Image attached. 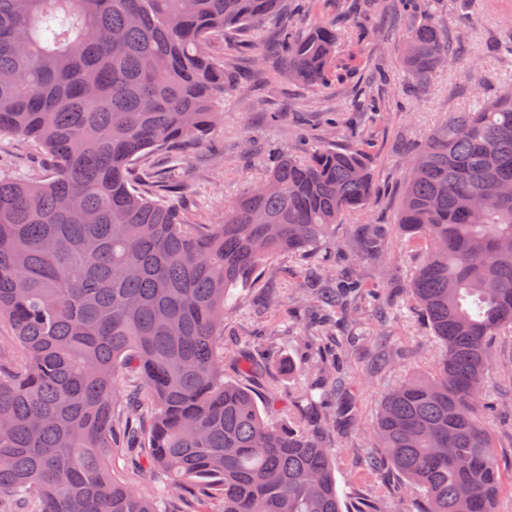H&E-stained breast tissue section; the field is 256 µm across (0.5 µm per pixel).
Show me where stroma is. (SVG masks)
I'll return each mask as SVG.
<instances>
[{
  "mask_svg": "<svg viewBox=\"0 0 512 512\" xmlns=\"http://www.w3.org/2000/svg\"><path fill=\"white\" fill-rule=\"evenodd\" d=\"M296 31L315 20L336 24L339 41L328 81L312 90L280 71L254 73L252 58L278 56V25L218 35L210 56L229 73L230 90L220 104L223 120L197 145L179 153H150L142 166L164 177L189 223L209 224L274 167L281 150L346 149L362 144L375 196L363 213L334 226L331 242L302 254H279L224 308V377L244 382L270 403V419L289 418L321 436L335 461L338 491L349 512L367 499L388 501L395 512H413L415 496L390 468L374 472L379 454L372 429L382 395L413 375H432L439 346L406 288L420 253L397 228L403 177L411 154L455 114L492 99L512 81V0H434V16L460 65L437 71L427 83L406 70L397 45L418 17L396 13L387 0H286ZM374 103L370 112L357 99ZM18 179L47 174L45 158L31 141L0 133V175ZM391 242L386 269L365 250L368 233ZM360 279L363 288L349 310L330 313L331 329L318 322L304 282L309 277ZM493 365L488 395L502 465L512 464V340ZM271 353L301 365L288 375L272 365L242 377L240 361Z\"/></svg>",
  "mask_w": 512,
  "mask_h": 512,
  "instance_id": "35a3bbf8",
  "label": "stroma"
}]
</instances>
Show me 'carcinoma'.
Instances as JSON below:
<instances>
[{"label":"carcinoma","instance_id":"carcinoma-1","mask_svg":"<svg viewBox=\"0 0 512 512\" xmlns=\"http://www.w3.org/2000/svg\"><path fill=\"white\" fill-rule=\"evenodd\" d=\"M283 0H0V132L38 145L43 180L0 176V512H345L318 438L263 416L224 379V304L279 253L307 252L375 195L360 150H286L213 224H189L134 173L221 118L214 33ZM335 25L280 38L285 76L328 78ZM421 80L455 61L432 16L399 47ZM512 88L460 112L411 157L397 226L419 248L409 292L442 347L437 370L388 390L374 433L418 512H496L500 469L482 393L512 336ZM320 305L361 288L314 276ZM137 384L114 406L129 370ZM143 450L154 502L114 474L117 438Z\"/></svg>","mask_w":512,"mask_h":512}]
</instances>
